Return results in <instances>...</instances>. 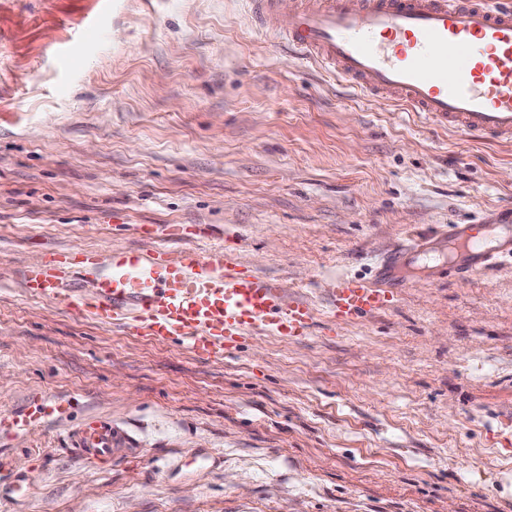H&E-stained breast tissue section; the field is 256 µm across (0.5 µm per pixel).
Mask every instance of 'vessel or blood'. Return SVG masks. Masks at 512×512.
I'll return each mask as SVG.
<instances>
[{"label": "vessel or blood", "instance_id": "obj_1", "mask_svg": "<svg viewBox=\"0 0 512 512\" xmlns=\"http://www.w3.org/2000/svg\"><path fill=\"white\" fill-rule=\"evenodd\" d=\"M259 29L349 81L363 95L404 106L436 126L481 142L512 140V0H248ZM449 238L458 279L512 257V222L455 224ZM400 255H388L374 278L340 277L330 292L333 318L354 322L394 301L392 271ZM91 294L71 293L66 252L20 281L27 295L63 301L103 325L135 335L185 342L205 360L222 358L249 332L288 339L307 336L314 309L289 297L280 283L243 268L223 251L200 254L130 249L108 258L88 255L82 265ZM55 399L12 415L9 430L66 419ZM122 437L102 420L87 423L76 445L98 463L111 459Z\"/></svg>", "mask_w": 512, "mask_h": 512}]
</instances>
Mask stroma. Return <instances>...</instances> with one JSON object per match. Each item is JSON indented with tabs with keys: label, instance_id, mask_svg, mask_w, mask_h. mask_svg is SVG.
<instances>
[{
	"label": "stroma",
	"instance_id": "obj_1",
	"mask_svg": "<svg viewBox=\"0 0 512 512\" xmlns=\"http://www.w3.org/2000/svg\"><path fill=\"white\" fill-rule=\"evenodd\" d=\"M510 208L512 143L363 98L245 0H0V416L76 402L0 432V512H512V261L462 283L406 250ZM172 224L308 300L309 335L213 362L24 293ZM398 249L392 306L332 323L330 282ZM93 419L131 446L104 469ZM34 407L19 414H14L2 423H7L10 431L26 430L35 423H45L49 420L67 419L71 407L55 399L41 398L34 403ZM122 440L109 422L95 420L86 423V427L80 430L76 448L86 460L101 463L112 459V455L121 449Z\"/></svg>",
	"mask_w": 512,
	"mask_h": 512
}]
</instances>
